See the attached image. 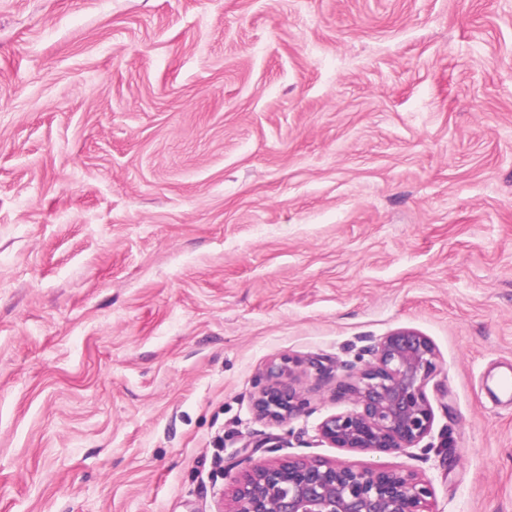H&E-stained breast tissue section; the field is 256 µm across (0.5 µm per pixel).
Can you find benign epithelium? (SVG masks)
<instances>
[{
  "label": "benign epithelium",
  "mask_w": 512,
  "mask_h": 512,
  "mask_svg": "<svg viewBox=\"0 0 512 512\" xmlns=\"http://www.w3.org/2000/svg\"><path fill=\"white\" fill-rule=\"evenodd\" d=\"M340 385L353 408L324 418L316 438L332 448L397 453L430 435L434 411L426 394L440 367L432 342L413 329H396L369 350ZM299 362L283 357L266 368L253 402L255 415L275 423L296 417ZM431 483L403 470H364L317 458L254 464L237 485L228 512H429Z\"/></svg>",
  "instance_id": "benign-epithelium-1"
}]
</instances>
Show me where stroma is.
<instances>
[{"instance_id": "stroma-1", "label": "stroma", "mask_w": 512, "mask_h": 512, "mask_svg": "<svg viewBox=\"0 0 512 512\" xmlns=\"http://www.w3.org/2000/svg\"><path fill=\"white\" fill-rule=\"evenodd\" d=\"M399 328L429 449L317 444ZM504 363L512 0H0V512H223L246 442L512 512ZM299 363L283 357L273 361L266 368L265 385L253 402L258 418L275 423H283L296 417L302 410V402L294 387L296 368Z\"/></svg>"}]
</instances>
